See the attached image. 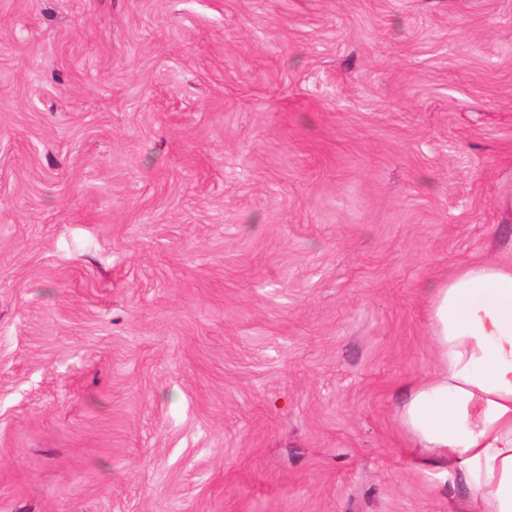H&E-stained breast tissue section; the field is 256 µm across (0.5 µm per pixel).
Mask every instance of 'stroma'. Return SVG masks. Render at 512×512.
I'll list each match as a JSON object with an SVG mask.
<instances>
[{
  "label": "stroma",
  "instance_id": "stroma-1",
  "mask_svg": "<svg viewBox=\"0 0 512 512\" xmlns=\"http://www.w3.org/2000/svg\"><path fill=\"white\" fill-rule=\"evenodd\" d=\"M510 181L512 0H0V512H462L397 408Z\"/></svg>",
  "mask_w": 512,
  "mask_h": 512
}]
</instances>
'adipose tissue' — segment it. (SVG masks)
Instances as JSON below:
<instances>
[{
  "instance_id": "obj_1",
  "label": "adipose tissue",
  "mask_w": 512,
  "mask_h": 512,
  "mask_svg": "<svg viewBox=\"0 0 512 512\" xmlns=\"http://www.w3.org/2000/svg\"><path fill=\"white\" fill-rule=\"evenodd\" d=\"M422 292L434 367L399 424L469 488L465 512H512V262L466 263Z\"/></svg>"
}]
</instances>
